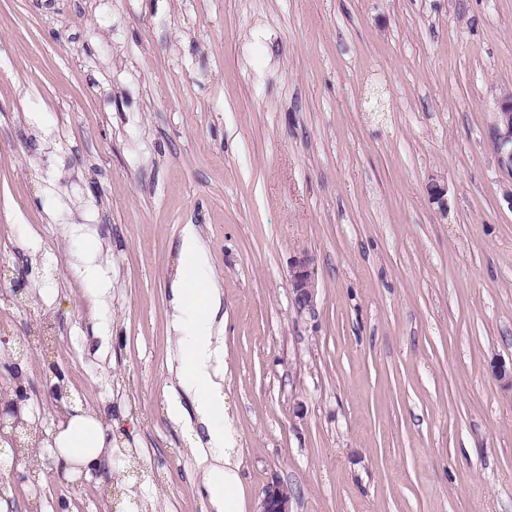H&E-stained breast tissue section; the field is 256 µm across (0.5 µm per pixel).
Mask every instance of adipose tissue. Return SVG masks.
Returning a JSON list of instances; mask_svg holds the SVG:
<instances>
[{
	"instance_id": "1",
	"label": "adipose tissue",
	"mask_w": 512,
	"mask_h": 512,
	"mask_svg": "<svg viewBox=\"0 0 512 512\" xmlns=\"http://www.w3.org/2000/svg\"><path fill=\"white\" fill-rule=\"evenodd\" d=\"M183 283L177 297L179 344L190 360V370L180 380L191 395L197 416L207 428V453L200 463L211 499L218 512H238L239 451L234 448L221 420L225 414L220 366L224 343L214 334L220 300L212 283V271L194 229L182 237ZM58 465L75 476L112 464V440L99 420L75 413L54 439Z\"/></svg>"
}]
</instances>
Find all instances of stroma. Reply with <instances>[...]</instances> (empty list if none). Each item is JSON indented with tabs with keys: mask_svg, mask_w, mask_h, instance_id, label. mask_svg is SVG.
<instances>
[{
	"mask_svg": "<svg viewBox=\"0 0 512 512\" xmlns=\"http://www.w3.org/2000/svg\"><path fill=\"white\" fill-rule=\"evenodd\" d=\"M510 90L512 0H0V392L19 363L45 449L79 409L113 446L74 482L0 446V512H213L177 383L190 225L240 512L275 479L293 512H512ZM492 139L502 168L512 176V92L497 101ZM291 293L300 311L313 309L318 296V283L307 255L295 259L291 274Z\"/></svg>",
	"mask_w": 512,
	"mask_h": 512,
	"instance_id": "1",
	"label": "stroma"
}]
</instances>
